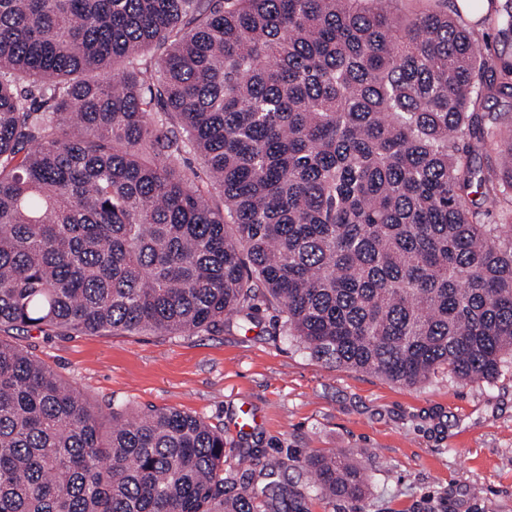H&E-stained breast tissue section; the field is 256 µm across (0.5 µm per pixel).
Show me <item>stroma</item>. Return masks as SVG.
Listing matches in <instances>:
<instances>
[{
    "instance_id": "stroma-1",
    "label": "stroma",
    "mask_w": 512,
    "mask_h": 512,
    "mask_svg": "<svg viewBox=\"0 0 512 512\" xmlns=\"http://www.w3.org/2000/svg\"><path fill=\"white\" fill-rule=\"evenodd\" d=\"M255 320L186 336L21 335L89 401L174 407L222 428L226 470L343 453L363 466L362 498L306 497L304 512H512V368L491 382L437 376L404 386L336 368L289 340L276 304Z\"/></svg>"
}]
</instances>
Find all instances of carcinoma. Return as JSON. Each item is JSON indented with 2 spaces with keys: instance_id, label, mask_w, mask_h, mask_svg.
Returning <instances> with one entry per match:
<instances>
[{
  "instance_id": "cac0c4a2",
  "label": "carcinoma",
  "mask_w": 512,
  "mask_h": 512,
  "mask_svg": "<svg viewBox=\"0 0 512 512\" xmlns=\"http://www.w3.org/2000/svg\"><path fill=\"white\" fill-rule=\"evenodd\" d=\"M0 0V333L184 336L263 297L318 360L416 386L512 366V61L457 5ZM194 150L202 173L186 168ZM224 431L102 411L0 336V512H301L316 454L224 475ZM241 483L231 494L226 484Z\"/></svg>"
}]
</instances>
